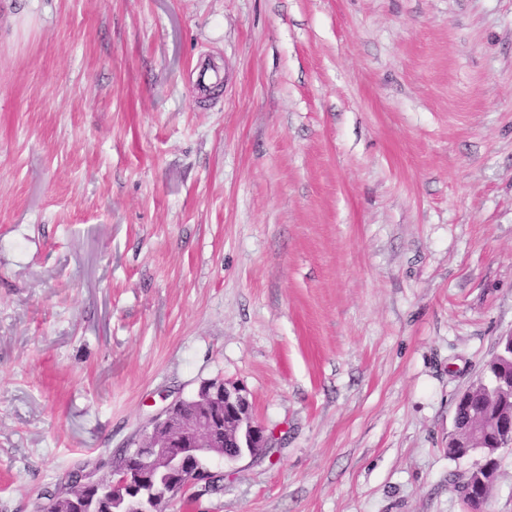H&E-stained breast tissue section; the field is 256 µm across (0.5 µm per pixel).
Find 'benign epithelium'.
I'll list each match as a JSON object with an SVG mask.
<instances>
[{
  "label": "benign epithelium",
  "mask_w": 512,
  "mask_h": 512,
  "mask_svg": "<svg viewBox=\"0 0 512 512\" xmlns=\"http://www.w3.org/2000/svg\"><path fill=\"white\" fill-rule=\"evenodd\" d=\"M499 346L490 361L501 368L497 386L492 391L479 384L465 389L456 401L453 430L448 435V449L457 458L481 456L460 484L469 512H486L496 478V454L512 447V333L501 337ZM194 403L195 410L187 416L182 413L184 401L167 405L144 429L136 448L139 464L149 457H161L179 472L180 489L207 484L213 478L198 457L232 443L234 447L222 459L234 461L259 454L268 441L266 428L253 416L241 387L214 379L197 392ZM133 479L134 472L112 467V491L124 490Z\"/></svg>",
  "instance_id": "7a95c632"
}]
</instances>
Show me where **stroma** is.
<instances>
[{
    "instance_id": "obj_1",
    "label": "stroma",
    "mask_w": 512,
    "mask_h": 512,
    "mask_svg": "<svg viewBox=\"0 0 512 512\" xmlns=\"http://www.w3.org/2000/svg\"><path fill=\"white\" fill-rule=\"evenodd\" d=\"M509 333L512 0H0V512L217 378L269 446L167 512H467ZM500 350L489 365L502 370L493 391L482 385L465 389L458 397L448 449L459 459L481 456L460 484L470 512H486L501 449L512 447V333L501 337ZM492 406L495 410L492 413Z\"/></svg>"
}]
</instances>
